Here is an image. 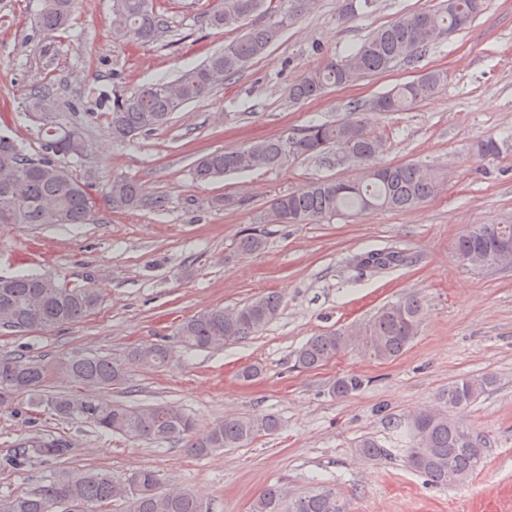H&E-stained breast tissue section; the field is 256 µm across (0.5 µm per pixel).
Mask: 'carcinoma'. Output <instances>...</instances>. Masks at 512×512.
Segmentation results:
<instances>
[{
	"label": "carcinoma",
	"mask_w": 512,
	"mask_h": 512,
	"mask_svg": "<svg viewBox=\"0 0 512 512\" xmlns=\"http://www.w3.org/2000/svg\"><path fill=\"white\" fill-rule=\"evenodd\" d=\"M36 22L52 35L71 26L77 0H37ZM273 0H217L209 15L214 28L235 30L244 21L263 13L268 21L210 54L201 65L184 70L174 80H159L136 91L108 99L99 96L108 137L125 144L165 125L173 112L206 99L251 61L262 58L292 24L299 13L314 7V0H291L286 10L272 6ZM483 0H440L434 9L403 14L373 30L338 62L316 67L289 90L294 103L321 96L329 87H345L363 77L387 72L399 64L416 62L430 46L448 34L469 26L482 11ZM167 8L156 0H112V38L143 46L154 43L165 28ZM443 70L428 71L417 79L350 105L349 118L341 123H315L295 134V149L279 136L254 141L230 151H213L198 157L193 178L209 182L230 174L273 169L284 163L327 154L336 148L341 157L363 167L358 181L320 180L273 197L260 215L261 224H286L288 211L304 224L319 223L346 212L377 209L408 210L439 190L434 169L426 164H391L380 159L387 138L366 121L369 112H399L429 98L447 84ZM28 112L51 122L35 127L37 151L13 138L0 135V224H90L102 209L113 212L151 210L162 206L159 197L146 191L137 180L116 176L107 186L99 185L96 173H77L69 164L80 161L91 150L84 117L60 111L51 88L33 90ZM483 160H494L501 143L489 138L478 144ZM265 239L251 232L239 237L243 255L263 249ZM462 256L457 261L470 269L495 265L512 266V224H474L457 240ZM411 262L409 254L396 248L370 250L356 258L364 269H393ZM101 303L96 288L87 283L67 286L51 276L26 272L0 276V328L18 332L46 330L78 322ZM281 300L271 293L231 309L213 308L180 324L177 343L186 351H205L246 339L263 330L280 314ZM423 305L411 295L381 308L352 333L324 332L311 337L296 353L304 369L317 368L336 355L356 350L378 361L400 357L419 333ZM176 349L162 343H145L129 349L117 359L110 355L73 354L54 362L28 361L22 357L0 358L13 363L11 378L0 376V407L25 394L60 420L80 421L101 434L162 443L178 441L187 452L206 456L225 448H241L259 436L278 430L272 415L226 416L199 431L194 420L181 409L163 403L131 406L105 397V393L129 384L131 371L162 369L174 360ZM60 376L75 390L50 394L47 379ZM490 373L457 379L437 395L438 406L413 413V418L392 426L405 429L410 448L408 466L432 485L446 487L465 482L475 472L473 451L464 449L458 412L492 389ZM355 374L338 381L337 395L348 396L362 388ZM72 443L66 438L33 433L21 439L0 466L23 470L67 456ZM367 459H382L388 450L373 439L358 445ZM114 501L129 503V512H199V500L191 492L165 487L160 474L151 469L132 472L122 481L106 470L66 473L24 494H0V512H106ZM251 512H350L348 502L336 489L318 484L293 496L277 483L266 486L254 500Z\"/></svg>",
	"instance_id": "obj_1"
}]
</instances>
